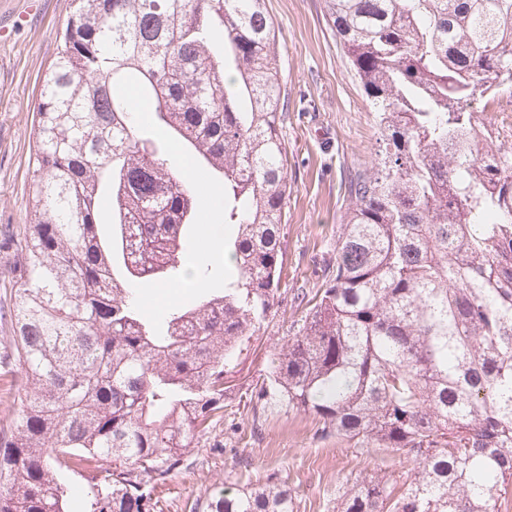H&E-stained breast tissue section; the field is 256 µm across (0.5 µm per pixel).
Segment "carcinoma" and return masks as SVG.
<instances>
[{
  "mask_svg": "<svg viewBox=\"0 0 512 512\" xmlns=\"http://www.w3.org/2000/svg\"><path fill=\"white\" fill-rule=\"evenodd\" d=\"M376 112L381 161L348 183L334 275L245 394L315 434L416 467L341 485L332 512H496L512 486V152L469 104L512 88V0H326ZM264 0H74L42 80L35 196L11 271L22 380L0 429V512H159L152 491L224 416L237 351L272 313L288 197ZM153 126L138 125L137 103ZM224 188V268L158 333L137 287L183 277L197 191ZM194 512H293L269 473Z\"/></svg>",
  "mask_w": 512,
  "mask_h": 512,
  "instance_id": "1",
  "label": "carcinoma"
}]
</instances>
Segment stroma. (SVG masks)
<instances>
[{
	"mask_svg": "<svg viewBox=\"0 0 512 512\" xmlns=\"http://www.w3.org/2000/svg\"><path fill=\"white\" fill-rule=\"evenodd\" d=\"M275 34V63L286 106L279 132L287 155L288 199L284 209L285 253L281 297L272 316L235 360L234 390L224 418L207 434V446L185 452V464L159 488L163 512H191L211 498L226 477L257 480L278 471L292 490L294 512H328L341 483L386 477L401 487L410 460L387 448H353L314 436L316 418L297 410H271L251 436L239 395L266 370L275 344L294 335L303 315L298 289L325 287L340 225L353 201L351 175L370 169L379 148L375 114L336 38L324 0H265ZM72 0H0V319L7 313L12 267L35 185L31 162L34 108L52 63ZM195 253L211 263L224 259V190L208 186L197 197ZM193 284L143 287L149 318L171 305H191Z\"/></svg>",
	"mask_w": 512,
	"mask_h": 512,
	"instance_id": "35a3bbf8",
	"label": "stroma"
}]
</instances>
